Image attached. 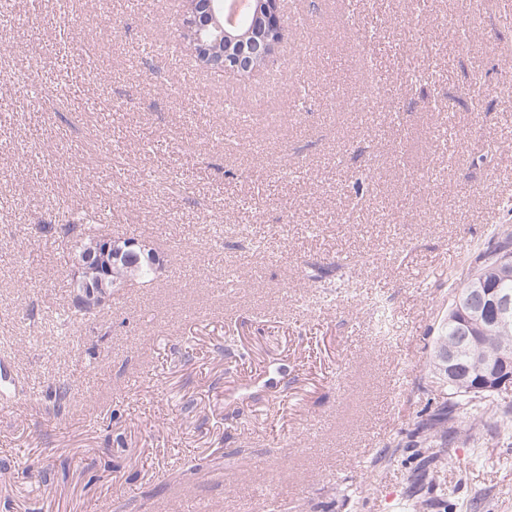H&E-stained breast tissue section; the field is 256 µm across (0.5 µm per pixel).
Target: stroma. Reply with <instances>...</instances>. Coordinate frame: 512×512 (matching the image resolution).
Returning a JSON list of instances; mask_svg holds the SVG:
<instances>
[{
  "label": "stroma",
  "mask_w": 512,
  "mask_h": 512,
  "mask_svg": "<svg viewBox=\"0 0 512 512\" xmlns=\"http://www.w3.org/2000/svg\"><path fill=\"white\" fill-rule=\"evenodd\" d=\"M299 2L322 44L286 22L248 77L142 52L182 0L0 17V512H512L511 436L416 497L407 446L451 285L512 230V0ZM88 211L164 269L67 327L74 240L39 225ZM71 385L68 382H61L51 388L47 394L49 401L48 410H51L55 417H62L66 415L69 407V395Z\"/></svg>",
  "instance_id": "stroma-1"
}]
</instances>
